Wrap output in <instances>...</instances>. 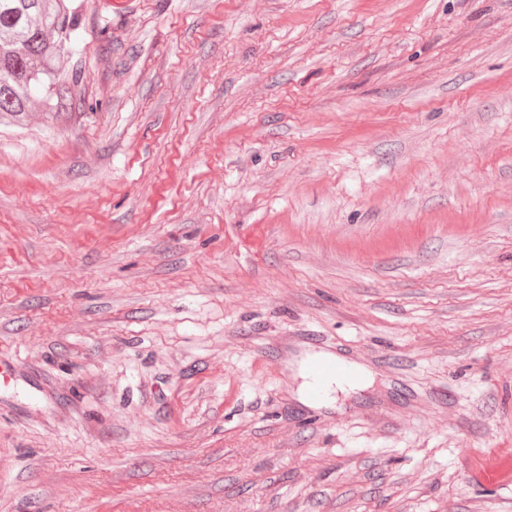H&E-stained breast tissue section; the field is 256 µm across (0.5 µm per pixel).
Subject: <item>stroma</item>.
Here are the masks:
<instances>
[{
	"label": "stroma",
	"mask_w": 512,
	"mask_h": 512,
	"mask_svg": "<svg viewBox=\"0 0 512 512\" xmlns=\"http://www.w3.org/2000/svg\"><path fill=\"white\" fill-rule=\"evenodd\" d=\"M68 5L72 106L0 118V512H512V0ZM307 371L309 377L313 382L312 387L308 374L305 368L301 370L300 377L303 382L300 387V394L308 397L312 402H318L324 395L323 384L336 378H350L356 375V367L351 364H342L336 357H322L312 360L308 366ZM364 374L358 371L357 376L347 380H336L325 384L326 399H330L332 394L337 391H345L352 389L359 385L364 384ZM310 388V389H309ZM309 389V391H308Z\"/></svg>",
	"instance_id": "1"
}]
</instances>
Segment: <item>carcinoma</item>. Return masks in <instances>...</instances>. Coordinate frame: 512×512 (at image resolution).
I'll return each instance as SVG.
<instances>
[{"instance_id":"1","label":"carcinoma","mask_w":512,"mask_h":512,"mask_svg":"<svg viewBox=\"0 0 512 512\" xmlns=\"http://www.w3.org/2000/svg\"><path fill=\"white\" fill-rule=\"evenodd\" d=\"M66 0H0V114L21 118L56 80L51 61L74 39Z\"/></svg>"}]
</instances>
